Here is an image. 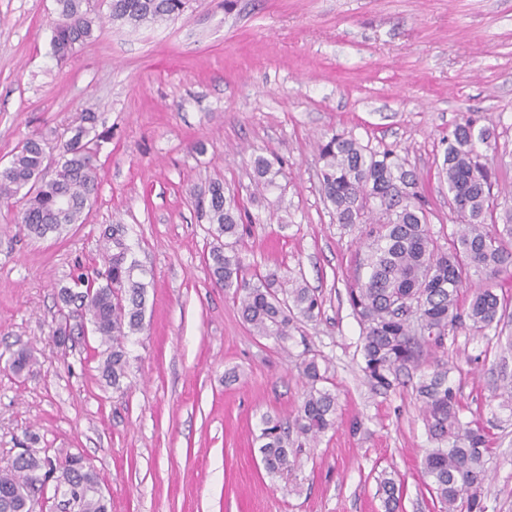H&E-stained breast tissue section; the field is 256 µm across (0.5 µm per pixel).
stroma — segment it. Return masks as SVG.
I'll return each instance as SVG.
<instances>
[{
	"label": "stroma",
	"instance_id": "obj_1",
	"mask_svg": "<svg viewBox=\"0 0 512 512\" xmlns=\"http://www.w3.org/2000/svg\"><path fill=\"white\" fill-rule=\"evenodd\" d=\"M110 3L93 0L91 39L62 60L56 0H0V164L28 137L66 140L86 108L103 138L85 223L32 239L21 202H0V471L24 448L81 456L109 512H384L388 472L400 512H437L414 385L445 362L465 417L497 422L483 496L488 512H512V416L495 396L512 376V270L462 292L508 299L498 325L455 329L423 347L418 369L376 386L347 298L365 227L337 224L318 152L335 133L396 149L449 248L460 222L439 169L460 114L486 131L496 188L512 191V0H188L178 18L136 29L111 19ZM259 155L282 166L273 187L256 185ZM216 179L252 217L244 266L304 280L322 300L286 340L254 335L210 277L214 236L197 198ZM115 224L148 285L116 387L98 336H54L58 289L78 268H103ZM23 348L37 362L18 375L7 359ZM312 357L327 368L336 426L303 443L300 466L270 475L263 422L294 418ZM381 494L385 512H396L400 507V484L397 486L395 478L385 475L379 482L378 488Z\"/></svg>",
	"mask_w": 512,
	"mask_h": 512
}]
</instances>
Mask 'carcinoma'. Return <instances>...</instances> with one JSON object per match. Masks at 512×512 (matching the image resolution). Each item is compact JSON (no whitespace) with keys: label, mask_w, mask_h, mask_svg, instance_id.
Here are the masks:
<instances>
[{"label":"carcinoma","mask_w":512,"mask_h":512,"mask_svg":"<svg viewBox=\"0 0 512 512\" xmlns=\"http://www.w3.org/2000/svg\"><path fill=\"white\" fill-rule=\"evenodd\" d=\"M57 4L52 47L65 59L91 36L94 20L89 0ZM183 7L184 0H111L112 19L133 27L174 19ZM96 120L89 109L80 113L72 135L53 147L58 160L52 170L47 143L39 137L27 138L8 164L0 166V199L21 197V223L28 235H59L71 224L84 223L100 183L98 136L91 135ZM474 129L472 117L463 113L444 138L441 174L451 200L461 204L462 224L447 251L431 233L418 178L396 151H377L337 133L318 146L321 193L336 223L369 226L359 259L366 274L348 288V299L364 328V371L380 387L392 386L400 371L417 366L423 345L440 348L451 330L468 325L484 331L503 315V303L491 288L476 290L466 305L460 299L472 276L494 278L512 267V205L501 207L495 199V169L481 149L486 132L476 134ZM253 169L264 188L274 185L280 174L261 156L254 158ZM208 194L209 222L217 240L206 257L212 279L232 293L254 335L287 338L293 322L314 317L322 302L305 284L283 288L274 273L249 272L234 250L242 236L243 208L224 195L218 181L211 183ZM105 244V277L80 273L58 297L66 308L79 304L81 317L106 346L102 375L117 386L126 367L124 342L143 326L147 284L134 275L136 263L128 258L123 225H112ZM326 372L316 358L305 361L309 389L293 424L264 420L260 452L267 473L276 475L297 465L290 433L313 440L335 427L336 395L317 387ZM415 392L435 443L423 458V472L438 512H487L481 491L496 455L493 433L477 419L462 420V406L448 385V364L421 375ZM66 463L58 479L75 498L73 512H108L97 475L80 457L70 456ZM53 473L50 459L24 450L10 469L0 472V512H33L35 493ZM378 491L385 512H398L395 478L382 477Z\"/></svg>","instance_id":"cac0c4a2"}]
</instances>
